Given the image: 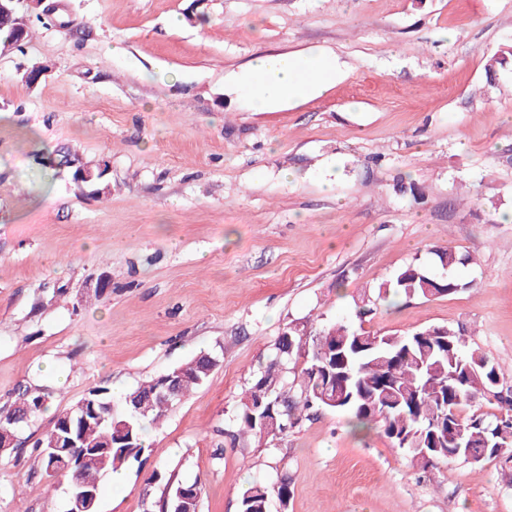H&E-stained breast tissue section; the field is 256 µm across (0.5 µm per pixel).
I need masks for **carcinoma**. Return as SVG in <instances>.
<instances>
[{"instance_id": "cac0c4a2", "label": "carcinoma", "mask_w": 512, "mask_h": 512, "mask_svg": "<svg viewBox=\"0 0 512 512\" xmlns=\"http://www.w3.org/2000/svg\"><path fill=\"white\" fill-rule=\"evenodd\" d=\"M30 28L19 31L15 17L0 13V51L20 48ZM512 67V44L492 55L486 75ZM435 263L447 274L439 276L422 264L402 268L392 279L378 285V297L390 294L434 297L455 294L473 284L464 283L453 272L471 263V256L453 248L436 249ZM291 341H278L275 352L243 392L231 444L266 434L277 438L294 427L314 408H327L326 387L337 373L349 375L344 399L334 409L346 411L356 424L377 423L391 444L406 450L421 467L433 465L449 455H467L484 461L507 455L512 458V416L468 414L466 409L484 391L512 379L505 370L476 349L466 346L464 333L446 326H430L403 335H378L350 322L338 321L307 341L306 334L286 328ZM339 345L336 354L323 352L324 343ZM304 357L299 379L288 380L289 364ZM217 362L201 353L170 373L178 375L179 392L174 398L156 395L162 376H157L116 399L107 387L93 389L69 409L59 413L52 428L33 442L32 448L44 473L71 476L69 495L83 490L100 494L102 477L141 462L145 452V424H157L165 413L209 378ZM51 392L44 386L16 389L8 405L0 409V425L15 431L14 412L23 410L27 420L46 409ZM274 404L277 423L264 428L263 408ZM167 497L161 509L199 512L202 487L179 500L177 491L190 484L166 483ZM281 492L291 495V482L282 478L276 486L253 483L243 489L239 512H262Z\"/></svg>"}]
</instances>
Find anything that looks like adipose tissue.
Here are the masks:
<instances>
[{"mask_svg":"<svg viewBox=\"0 0 512 512\" xmlns=\"http://www.w3.org/2000/svg\"><path fill=\"white\" fill-rule=\"evenodd\" d=\"M338 72L337 59L323 54L269 53L229 75L228 81L245 105L258 109L322 93L334 84Z\"/></svg>","mask_w":512,"mask_h":512,"instance_id":"1","label":"adipose tissue"}]
</instances>
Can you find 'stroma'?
<instances>
[{
    "mask_svg": "<svg viewBox=\"0 0 512 512\" xmlns=\"http://www.w3.org/2000/svg\"><path fill=\"white\" fill-rule=\"evenodd\" d=\"M55 2L21 0L32 37L0 53V406L53 389L0 456V512H65L66 479L31 448L56 413L202 350L218 366L98 512H159L170 476L201 484L200 512H238L250 482L284 475L288 512H512L511 459L424 471L344 412L273 441L224 436L291 325H445L512 366V223L497 220L512 209V70L485 72L512 43V0ZM268 51L333 55L344 74L254 111L226 78ZM64 148L107 164L108 194L74 180ZM448 246L475 258L456 271L468 289L379 298Z\"/></svg>",
    "mask_w": 512,
    "mask_h": 512,
    "instance_id": "stroma-1",
    "label": "stroma"
}]
</instances>
